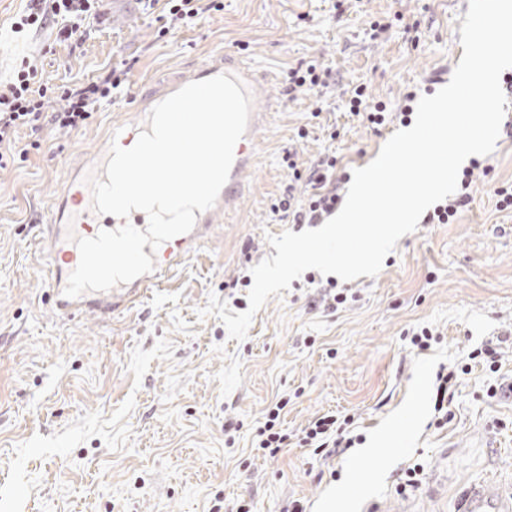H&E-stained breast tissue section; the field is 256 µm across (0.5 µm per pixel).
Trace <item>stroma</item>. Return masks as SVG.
<instances>
[{
	"mask_svg": "<svg viewBox=\"0 0 512 512\" xmlns=\"http://www.w3.org/2000/svg\"><path fill=\"white\" fill-rule=\"evenodd\" d=\"M463 2L224 0L223 11L161 38L162 10L114 0L108 23L60 43L49 29L13 34L27 2L0 0V79L26 60L43 80L82 84L121 60L134 94L232 48L272 72L279 102L235 213L165 285L108 321L54 310L42 230L67 166L104 122L130 120L131 104L68 133L43 129L26 162L0 168V512H236L245 502L285 512L296 500L306 512H389L403 499L414 512H454L469 486L512 487V208L494 193L512 185V103L455 223H419L377 276L350 281L354 301L330 310L320 288L297 279L240 342L217 317L197 316L212 295L247 310L241 280L275 256L268 235L301 232L272 212L286 153L303 170L332 154L350 173L400 130L350 114L356 85L394 112L407 93L431 96L450 81ZM375 21L388 31L372 33ZM313 59L331 75L316 118L311 98L288 90L289 71ZM423 326L438 341L419 352L405 334ZM488 343L499 353L493 369L469 357ZM443 368L457 374L444 423L434 410ZM279 399L288 434L333 414L351 420L355 444L327 457L296 443L257 451ZM414 465L418 487L399 491Z\"/></svg>",
	"mask_w": 512,
	"mask_h": 512,
	"instance_id": "1",
	"label": "stroma"
}]
</instances>
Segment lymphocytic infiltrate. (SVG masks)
Instances as JSON below:
<instances>
[{"instance_id": "lymphocytic-infiltrate-1", "label": "lymphocytic infiltrate", "mask_w": 512, "mask_h": 512, "mask_svg": "<svg viewBox=\"0 0 512 512\" xmlns=\"http://www.w3.org/2000/svg\"><path fill=\"white\" fill-rule=\"evenodd\" d=\"M164 2L166 22L162 34L191 26L201 14L223 10L222 0H138L142 10H153L157 2ZM104 13L103 0H28L26 10L11 25L12 32L19 33L27 28L42 29L57 26L59 41L80 39L86 24L99 21ZM127 71L123 65H115L98 80L84 85L71 83L68 77H61L58 83L41 82L37 69L21 64L12 81L0 89V166L14 159H27L29 150L22 147L17 139L21 128L31 131L50 125L60 131H72L85 125L91 113L112 100L113 94L126 88ZM62 102L60 109L47 111L46 105L52 99ZM414 94H407L398 114L387 112L383 102L374 100L365 86H355L349 98L352 115L371 126H381L399 118L407 121L412 112ZM291 180H307L312 191L305 202H297L293 192H285L278 203L273 204L276 212L291 215L296 224H318L325 216L331 215L340 201L336 186V159L327 157L310 170L301 173L295 162H288ZM301 445L317 451L342 446L352 447L354 440L348 437L344 424L335 415H324L314 420L305 429Z\"/></svg>"}]
</instances>
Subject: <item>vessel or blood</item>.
Here are the masks:
<instances>
[{
	"mask_svg": "<svg viewBox=\"0 0 512 512\" xmlns=\"http://www.w3.org/2000/svg\"><path fill=\"white\" fill-rule=\"evenodd\" d=\"M219 74L239 77L255 104L265 93L267 74L260 62L236 51L218 52L201 63L191 78L162 80L151 90L133 96V117L129 123L124 124L118 139L101 140L81 164L67 170L53 200L51 220L47 226V285L55 297L54 304L58 311L68 316L85 312L106 318L128 309L134 302L147 296L207 243L211 226L218 216L234 210L244 190V176L255 161L260 134L268 123V113L256 107L250 113L245 135L235 146L229 178L215 205L198 214L191 232L177 236L156 249L144 246V253L150 254L155 263L153 272L130 283L118 284L107 292H88L74 299L65 296L68 277L79 262V251L73 242L74 237L91 238L100 230H114L126 222L140 229L147 225V216L140 211L132 212L125 220L96 214L92 209L91 189L84 181L86 173L92 171L96 176H104L105 162L112 142L123 143L137 137L144 130L151 109L186 85L188 80H204ZM455 512H512V491L492 480L471 486L461 493Z\"/></svg>",
	"mask_w": 512,
	"mask_h": 512,
	"instance_id": "b4317fda",
	"label": "vessel or blood"
}]
</instances>
